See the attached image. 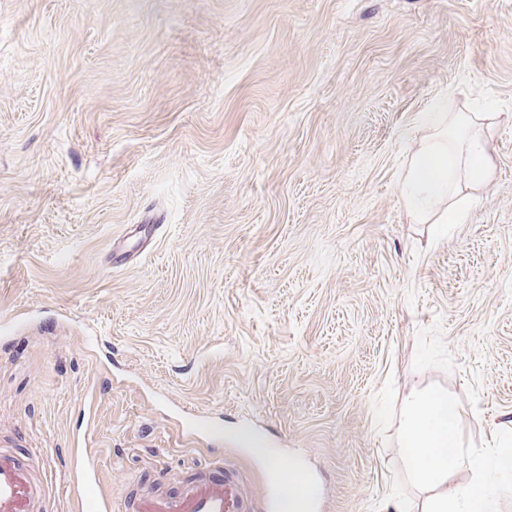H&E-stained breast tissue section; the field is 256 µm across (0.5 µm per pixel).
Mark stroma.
<instances>
[{"mask_svg": "<svg viewBox=\"0 0 512 512\" xmlns=\"http://www.w3.org/2000/svg\"><path fill=\"white\" fill-rule=\"evenodd\" d=\"M439 98L505 115L465 224L400 195ZM432 383L512 428V0H0V450L46 512L86 433L116 501L297 458L393 512Z\"/></svg>", "mask_w": 512, "mask_h": 512, "instance_id": "35a3bbf8", "label": "stroma"}]
</instances>
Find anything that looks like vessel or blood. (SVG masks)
<instances>
[{"instance_id":"1","label":"vessel or blood","mask_w":512,"mask_h":512,"mask_svg":"<svg viewBox=\"0 0 512 512\" xmlns=\"http://www.w3.org/2000/svg\"><path fill=\"white\" fill-rule=\"evenodd\" d=\"M99 460L90 444L73 449L66 479L90 487L98 482ZM46 491L35 484L14 456L0 453V512H36ZM81 512H256L233 476L208 479L173 496L139 492L114 502L99 495L82 501Z\"/></svg>"}]
</instances>
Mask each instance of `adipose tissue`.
<instances>
[{"instance_id":"obj_1","label":"adipose tissue","mask_w":512,"mask_h":512,"mask_svg":"<svg viewBox=\"0 0 512 512\" xmlns=\"http://www.w3.org/2000/svg\"><path fill=\"white\" fill-rule=\"evenodd\" d=\"M498 112H452L439 102L421 116L400 194L425 224L467 223L477 204L466 184L486 185L496 176L491 132Z\"/></svg>"}]
</instances>
